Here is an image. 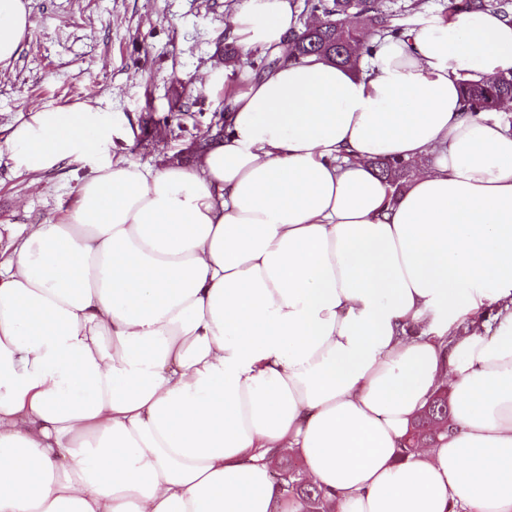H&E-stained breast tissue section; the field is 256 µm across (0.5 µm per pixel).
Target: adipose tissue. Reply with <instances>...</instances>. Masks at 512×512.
<instances>
[{"instance_id":"1","label":"adipose tissue","mask_w":512,"mask_h":512,"mask_svg":"<svg viewBox=\"0 0 512 512\" xmlns=\"http://www.w3.org/2000/svg\"><path fill=\"white\" fill-rule=\"evenodd\" d=\"M300 29L294 0L230 17L281 62L192 164L106 157L87 102L12 129L28 172L92 175L0 261V512H303L271 453L326 512H512V128L461 91L512 71V21L434 16L352 68L287 60ZM28 34L0 0V67ZM443 386L451 431L400 459ZM374 167L378 175L394 188V192L397 193L401 190L402 179L406 174L407 168V165L403 161H376ZM266 461L284 495L299 499L306 512L321 511L324 508L322 491L317 486L306 483L296 461L287 463L277 457H267Z\"/></svg>"}]
</instances>
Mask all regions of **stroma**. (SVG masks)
<instances>
[{"instance_id":"1","label":"stroma","mask_w":512,"mask_h":512,"mask_svg":"<svg viewBox=\"0 0 512 512\" xmlns=\"http://www.w3.org/2000/svg\"><path fill=\"white\" fill-rule=\"evenodd\" d=\"M246 0H29L30 35L0 70V232L59 220L90 173L85 160L43 175L19 169L8 137L31 109L91 101L112 122L113 157L142 166L183 157L219 121L225 22ZM187 103L184 112L172 102Z\"/></svg>"}]
</instances>
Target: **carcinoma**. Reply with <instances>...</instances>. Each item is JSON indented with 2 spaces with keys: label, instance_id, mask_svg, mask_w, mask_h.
Listing matches in <instances>:
<instances>
[{
  "label": "carcinoma",
  "instance_id": "obj_1",
  "mask_svg": "<svg viewBox=\"0 0 512 512\" xmlns=\"http://www.w3.org/2000/svg\"><path fill=\"white\" fill-rule=\"evenodd\" d=\"M496 10L512 19V0H447L444 17L460 13ZM304 11L322 15L318 25H306L293 37L294 58L318 55L335 64L353 65L361 55L373 54L378 42L402 37L407 27L391 23L383 0H305ZM463 97L471 112H497L502 102L512 99V73L500 74L480 82L463 83ZM378 175L399 192L407 165L401 160L377 161ZM451 419V401H432L430 415L417 420L421 442L439 436L437 422ZM274 477L284 495L299 499L305 512L323 509V493L303 479L298 463L268 457Z\"/></svg>",
  "mask_w": 512,
  "mask_h": 512
}]
</instances>
